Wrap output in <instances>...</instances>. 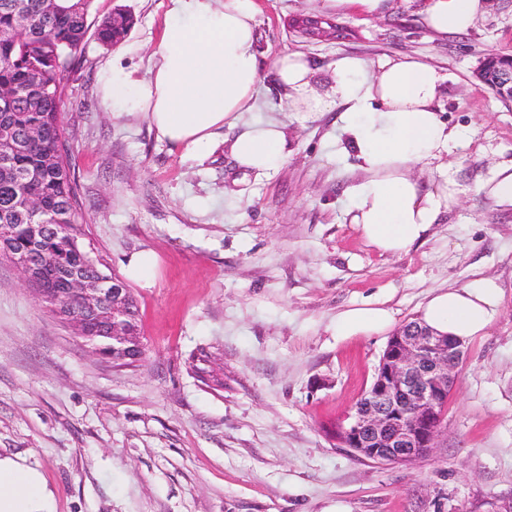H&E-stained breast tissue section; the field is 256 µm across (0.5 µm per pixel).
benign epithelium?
Returning a JSON list of instances; mask_svg holds the SVG:
<instances>
[{"label": "benign epithelium", "mask_w": 512, "mask_h": 512, "mask_svg": "<svg viewBox=\"0 0 512 512\" xmlns=\"http://www.w3.org/2000/svg\"><path fill=\"white\" fill-rule=\"evenodd\" d=\"M493 59L490 55L480 62L479 78L500 100L512 104V66H492ZM64 276L83 289L86 303L111 301V332L88 340L95 353L117 365L137 362L143 346L129 320L130 292L123 282L115 277L86 280L67 270ZM463 356L460 341L419 323L403 325L388 340L370 388L338 429L337 440L372 461L389 457L404 463L430 452L437 447L442 411Z\"/></svg>", "instance_id": "benign-epithelium-1"}]
</instances>
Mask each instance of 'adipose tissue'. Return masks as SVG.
<instances>
[{
    "label": "adipose tissue",
    "mask_w": 512,
    "mask_h": 512,
    "mask_svg": "<svg viewBox=\"0 0 512 512\" xmlns=\"http://www.w3.org/2000/svg\"><path fill=\"white\" fill-rule=\"evenodd\" d=\"M485 0H420L418 14L434 35L467 31L485 11ZM256 0H170L168 20L146 76L111 67L102 76L112 112H141L157 135L205 155L220 130L238 128L227 148L246 170L266 172L291 154L286 124L250 121L263 74L257 51ZM270 69L290 111L305 118L338 111L337 152L352 155L363 173L349 184L350 221L382 254L408 253L441 214L458 203L448 179L422 189L417 170L442 162L462 143L437 112L447 80L433 64L413 57L375 61L342 54L318 80L312 62L297 51L275 57ZM501 289L485 279L473 287L440 290L421 309L420 320L459 340L492 324ZM395 323L391 309L363 305L336 317V335L382 333ZM54 495L41 474L22 458L0 457V512H53Z\"/></svg>",
    "instance_id": "adipose-tissue-1"
}]
</instances>
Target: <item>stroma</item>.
I'll use <instances>...</instances> for the list:
<instances>
[{
    "label": "stroma",
    "instance_id": "35a3bbf8",
    "mask_svg": "<svg viewBox=\"0 0 512 512\" xmlns=\"http://www.w3.org/2000/svg\"><path fill=\"white\" fill-rule=\"evenodd\" d=\"M257 3L262 69L299 51L319 67L410 55L447 74L439 116L466 137L444 174L458 205L409 253L379 254L349 222L344 189L360 173L336 151V113L297 119L269 81L253 116L286 123L292 142L272 171L243 170L220 146L204 158L173 146L143 113L113 115L103 69L145 76L170 3L94 0L93 17L121 9L134 25L108 47L87 35L65 136L87 242L119 278L131 256L156 258L150 283H126L146 357L118 367L95 354L0 258V454L42 474L55 512H492L512 500V207L474 187L512 160V107L476 71L487 55L512 57V0H486L469 31L444 38L416 0L379 17ZM311 16L347 37L293 29ZM485 278L501 288L496 316L464 345L436 448L378 464L340 447L336 427L389 336H336L337 314L381 302L401 326L435 291Z\"/></svg>",
    "mask_w": 512,
    "mask_h": 512
}]
</instances>
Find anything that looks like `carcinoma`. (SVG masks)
I'll use <instances>...</instances> for the list:
<instances>
[{"mask_svg": "<svg viewBox=\"0 0 512 512\" xmlns=\"http://www.w3.org/2000/svg\"><path fill=\"white\" fill-rule=\"evenodd\" d=\"M94 0H0V88L13 94L0 107V128L18 144L8 163L0 164V225L11 224L4 237L11 260L26 254L27 224H54L37 250L33 288L49 290L47 302L62 317L81 320L87 333L104 336L111 326L105 307L91 308L76 288L60 276L75 267L90 278L112 277L103 258L83 242V217L77 185L64 139L65 73L83 57ZM133 24L118 10L95 29L104 45L123 40ZM25 193L36 208L15 205Z\"/></svg>", "mask_w": 512, "mask_h": 512, "instance_id": "cac0c4a2", "label": "carcinoma"}]
</instances>
